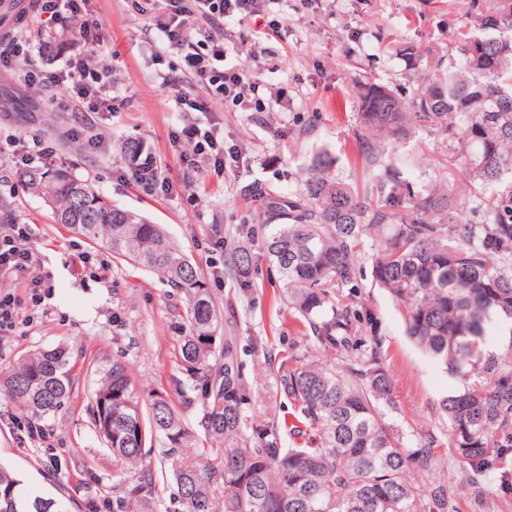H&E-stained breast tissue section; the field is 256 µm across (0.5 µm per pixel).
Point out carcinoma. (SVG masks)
I'll return each mask as SVG.
<instances>
[{
  "label": "carcinoma",
  "instance_id": "1",
  "mask_svg": "<svg viewBox=\"0 0 512 512\" xmlns=\"http://www.w3.org/2000/svg\"><path fill=\"white\" fill-rule=\"evenodd\" d=\"M470 14L455 31L461 62L454 66L442 67L414 45L394 46L395 55L418 57L425 68V85L412 97L361 85L359 137L376 171L369 190L332 176L327 151L312 157L304 189L293 198L255 183L247 188L266 217L262 258L278 269L318 352H294L278 367L281 389L297 409L288 432L303 441L299 447H283L275 419L246 423L237 339L224 337L216 353L221 319L209 288L162 225L66 172L25 176L56 223L153 272L187 300L178 338L187 384L179 389L205 402L204 437L224 444L215 457L203 467L180 459L193 436L184 417L193 400L185 395L178 406L155 392L141 404L119 359L104 369L88 403L95 432L122 462L142 465L148 443L164 449L182 512H445L448 488L425 477L438 465L435 449L447 444L481 479L512 481V328L497 349L489 335L491 325L512 322V0H472ZM418 128L448 133V168L462 169L463 179L414 190L386 141ZM488 190L483 223H446ZM368 250L372 285L399 305L409 339L460 382L439 403L447 443L429 432L413 445L389 420L393 378L381 338H365L376 321L355 295L359 257ZM255 259L247 246L230 256L245 290ZM71 372L68 348L33 351L18 369L0 370V395L45 418L70 398ZM154 487L152 470H144L131 496ZM0 512L69 507L30 494L0 463Z\"/></svg>",
  "mask_w": 512,
  "mask_h": 512
}]
</instances>
